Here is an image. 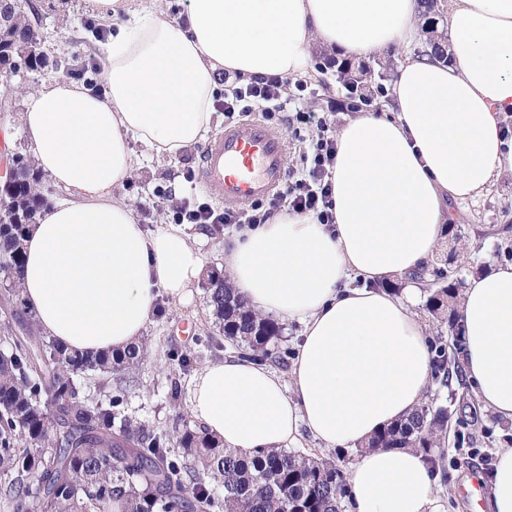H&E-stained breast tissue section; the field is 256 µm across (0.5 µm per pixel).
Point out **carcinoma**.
<instances>
[{"instance_id":"cac0c4a2","label":"carcinoma","mask_w":512,"mask_h":512,"mask_svg":"<svg viewBox=\"0 0 512 512\" xmlns=\"http://www.w3.org/2000/svg\"><path fill=\"white\" fill-rule=\"evenodd\" d=\"M425 0L421 17L432 33L425 48L447 59V44L435 35ZM32 24L20 0L0 4V67L45 68L33 50ZM370 70L346 59L336 61V77L350 97L355 80ZM15 177L0 187V305L23 332L10 324L9 349L0 352V500L8 512H340L346 474L335 457H310L287 450L259 449L241 456L188 423L176 436L154 432L118 407L127 393L123 376L147 358V345L83 356L39 334L26 318L17 285L22 245L45 202L40 173L21 155ZM426 310L448 324L452 345L463 339L455 304L462 281L446 268L432 269ZM209 302L219 332L243 358L285 365L278 322L255 312L224 277L211 276ZM448 345L435 347L434 373L448 383ZM118 376L108 402L81 396L79 377ZM448 426V410L423 404L374 435L370 448L431 451ZM218 484L223 494L213 492Z\"/></svg>"}]
</instances>
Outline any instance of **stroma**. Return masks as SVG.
<instances>
[{
	"instance_id": "obj_1",
	"label": "stroma",
	"mask_w": 512,
	"mask_h": 512,
	"mask_svg": "<svg viewBox=\"0 0 512 512\" xmlns=\"http://www.w3.org/2000/svg\"><path fill=\"white\" fill-rule=\"evenodd\" d=\"M27 6L38 10L41 22L37 27L41 48L49 66L19 69L12 75L14 88L10 109L0 112V169L12 154L31 156L32 148L20 115L29 89L48 79L80 81L83 70L103 68L104 60L97 49L99 33H110L111 25L87 13L83 0H26ZM325 56L317 51L314 68L307 78L312 94L307 102L311 109L328 115L334 127H342L352 119L351 101L338 83L334 71L320 70ZM132 148L140 161L136 175L120 185L117 193L136 208L140 221L155 229L163 221H171L172 212L167 193L179 197H205L196 182H188L187 172L197 171L202 144H195L174 158H161L141 143ZM456 221L470 234L468 250L459 252L456 265L463 278L483 274L490 269V260L512 263V253L504 243L505 227H512V177L503 178L486 194L474 201L450 202ZM186 232L193 237L207 260L208 271H215L225 241L235 232L232 224L214 227L210 224H189ZM156 313L144 332L149 357L134 375L135 382L126 393L123 410L158 432L181 426L189 417L184 402H172L171 381L180 378L189 384V376L179 373L170 361L173 351H190L195 355V368L215 361L216 355L205 346V339L218 335L205 283H198L193 302L177 306L160 300ZM435 405L447 407L451 419L436 444L437 454L447 463L443 468L441 495L448 512H475L472 488H479L482 497H489L497 453L512 448V420H504L483 410L463 375H456L454 384L434 383L428 393Z\"/></svg>"
}]
</instances>
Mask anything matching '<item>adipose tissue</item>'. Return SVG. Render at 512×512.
I'll return each instance as SVG.
<instances>
[{"instance_id":"1","label":"adipose tissue","mask_w":512,"mask_h":512,"mask_svg":"<svg viewBox=\"0 0 512 512\" xmlns=\"http://www.w3.org/2000/svg\"><path fill=\"white\" fill-rule=\"evenodd\" d=\"M111 22L99 47L104 90L51 80L21 116L36 166L69 199L42 210L18 286L44 335L96 355L140 343L158 297L190 305L205 257L171 224L147 230L113 190L139 160L131 142L174 157L202 141L217 71L307 77L315 48L363 57L405 51L390 80L393 117L336 132L335 222L274 214L224 245L223 268L256 312L302 333L288 375L228 356L193 377V422L226 448L354 449L411 414L431 387L427 328L378 281L421 267L465 202L512 176V0H448L449 60L409 53L419 0H189L185 21L159 0H84ZM466 378L483 408L512 419V264L471 278L460 303ZM439 457L376 448L349 471V512H445Z\"/></svg>"}]
</instances>
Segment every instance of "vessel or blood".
<instances>
[{
  "instance_id": "obj_1",
  "label": "vessel or blood",
  "mask_w": 512,
  "mask_h": 512,
  "mask_svg": "<svg viewBox=\"0 0 512 512\" xmlns=\"http://www.w3.org/2000/svg\"><path fill=\"white\" fill-rule=\"evenodd\" d=\"M285 134L262 120L225 124L202 151L200 182L211 194L244 209L284 185Z\"/></svg>"
}]
</instances>
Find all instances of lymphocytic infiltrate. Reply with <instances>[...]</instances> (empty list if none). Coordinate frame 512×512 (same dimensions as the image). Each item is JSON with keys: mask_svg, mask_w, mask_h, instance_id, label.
I'll return each mask as SVG.
<instances>
[{"mask_svg": "<svg viewBox=\"0 0 512 512\" xmlns=\"http://www.w3.org/2000/svg\"><path fill=\"white\" fill-rule=\"evenodd\" d=\"M307 89V84H292L278 75L257 77L245 83L237 80L225 84L221 107L228 121L247 112L259 111L272 117L286 111L290 114L288 126L293 133L310 131L300 171L291 175L281 192L271 199L270 206L271 209L285 206L294 213H311L319 223L330 224L334 221L330 176L338 146L328 117L302 106ZM172 209L173 221L177 224H234L242 228L266 223L269 218L268 212H262L256 204L246 209L218 211L209 203L185 198L174 203Z\"/></svg>", "mask_w": 512, "mask_h": 512, "instance_id": "f902f5d3", "label": "lymphocytic infiltrate"}]
</instances>
